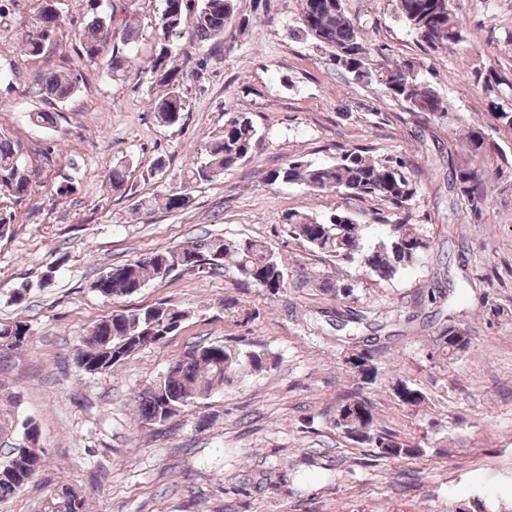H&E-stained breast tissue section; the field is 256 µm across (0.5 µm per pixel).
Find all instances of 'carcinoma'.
Listing matches in <instances>:
<instances>
[{
  "label": "carcinoma",
  "instance_id": "obj_1",
  "mask_svg": "<svg viewBox=\"0 0 512 512\" xmlns=\"http://www.w3.org/2000/svg\"><path fill=\"white\" fill-rule=\"evenodd\" d=\"M100 0H90L91 18L78 34L83 57L90 63L98 60L102 44L112 41V55L104 69L115 80L130 62L129 50L135 44L138 26L130 19L122 26H112V16L98 11ZM188 0H163V9L153 27L154 55L151 76L166 88L155 104L158 122L178 125L186 108L181 97L180 75L174 65V54L187 36L199 43L217 40L236 15L235 0H196L192 23H187ZM301 27L298 34L325 52L329 65L358 84H374L382 93L406 108L418 122V128L430 124L455 122L456 116L434 87L422 78L418 65L410 59L371 63V51L360 34L358 25L345 8V0H300ZM400 20L418 41L430 51L453 49L466 56L470 46L452 9L451 0H397ZM59 13L55 0H46L32 27L22 35V52L28 57L49 54L56 39ZM470 76L487 90L512 81L497 74H485L474 68ZM78 78L70 71L54 70L40 75L32 93L40 100L63 105L77 91ZM491 126L512 131V103H496L490 113ZM464 154H448V193L452 203L464 206L466 212L481 215L493 189L492 177L512 168V155L499 150L482 126L468 125L462 130ZM258 142V130L245 113H234L224 121V129L204 146L200 158L194 160L183 181H212L224 172L248 160ZM416 166L401 157L369 155L368 149L354 147L343 150L333 161L314 164L292 160L270 169L266 178L273 184L297 185L313 192L342 190L352 196L374 197L383 201L391 216L377 224H360L348 213L339 211L328 218L290 210L283 214L281 228L288 237L338 263L358 264L376 280H390L399 272L414 266L430 248L424 236L412 223L413 203L419 190ZM38 168L28 159L26 146L12 134L0 129V238L13 233L16 214L14 205L28 198ZM189 194L181 187L159 199L143 196L136 209L150 214L161 204L168 211L186 208ZM176 270L201 277L232 273L240 288H258L271 297L289 287L288 266L267 242L247 238L226 240L204 235L174 248H161L128 263L115 265L91 284L107 299L131 296L150 280H164ZM318 288L338 300L354 297L353 285L336 278L319 281ZM192 316L189 309L157 303L143 308H119L95 323L87 335L92 341L78 349L77 362L84 371L100 373L123 364L142 346L156 344L176 332ZM29 335L24 321L0 324V360L22 346ZM437 346L452 359L468 349L470 340L465 329L450 322L437 333ZM378 350L365 348L347 358L353 373L364 384L376 382ZM174 368L139 396L137 416L141 424L165 423L171 415L165 405L182 409L217 389L234 382L239 374L263 372L268 358L257 352H240L223 344H204L187 349L173 361ZM394 395L405 405H417L421 393L406 383L393 388ZM334 426L349 440L367 444L378 450V457L388 460L408 459L420 449L401 439L398 434L381 427L372 400L359 389L344 392L336 408ZM26 442L14 447L9 458L0 462V499L22 491L45 462V451L39 446V429L28 421L24 425ZM44 512H83L84 502L72 506L68 488L50 492L43 504Z\"/></svg>",
  "mask_w": 512,
  "mask_h": 512
}]
</instances>
